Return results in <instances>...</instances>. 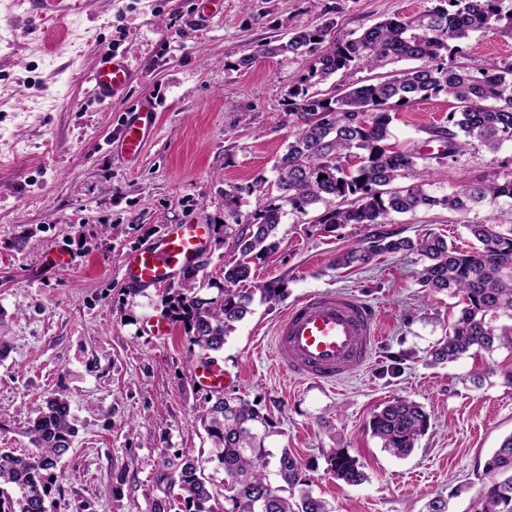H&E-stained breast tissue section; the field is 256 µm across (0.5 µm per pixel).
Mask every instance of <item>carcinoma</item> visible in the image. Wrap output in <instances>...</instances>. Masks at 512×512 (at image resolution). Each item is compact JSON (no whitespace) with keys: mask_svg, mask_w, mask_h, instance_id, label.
I'll return each instance as SVG.
<instances>
[{"mask_svg":"<svg viewBox=\"0 0 512 512\" xmlns=\"http://www.w3.org/2000/svg\"><path fill=\"white\" fill-rule=\"evenodd\" d=\"M501 3L432 0L419 14L387 18L356 36L340 38L328 25L293 27L278 44L264 45V54L309 60L285 98L296 131L273 167L276 194L262 207L243 216L235 208L241 188L224 191V236L234 240L237 251L224 265V285L204 292L198 278L203 261L187 269L181 288L164 298L169 316L188 335L189 361L223 350L236 325L252 313L254 293L239 284L249 279L254 260L277 250L278 229L288 212L314 211L311 223L327 231L352 226L355 241L336 256L338 269L365 266L383 254H416L423 261V287L460 297L462 308L448 334L432 346L429 362L450 363L473 349L512 346V328L495 326L502 316L512 320V228L468 224L473 243L466 249L437 233L414 239L371 232L394 214L438 208L467 215L487 200L512 201V171L436 193L421 165L424 156L393 142L391 132L401 108L417 98L444 95L456 102L451 118L429 130L444 146L442 157L454 159L475 140L492 152L512 144V61L465 66L453 60L457 43L477 32L499 28L512 36V16L502 12ZM402 61L418 65L386 70ZM358 69L376 76L342 90L319 89L338 72ZM200 419L212 442L210 460L218 461L224 478L216 483L204 476V460L186 451L175 456L170 482L182 491L180 512H333L307 488L289 449L275 454L267 446L274 425L256 405L234 394H208ZM430 419L423 405L398 397L373 413L367 430L382 448L404 458L427 433ZM25 434L33 449L0 448V512H50L46 487L74 437L68 401L46 398ZM272 458L278 486L267 475ZM329 464L348 485L366 480L357 461L340 450L331 451ZM485 469L506 478L485 485L470 512H512V434ZM221 498L230 508H217Z\"/></svg>","mask_w":512,"mask_h":512,"instance_id":"cac0c4a2","label":"carcinoma"}]
</instances>
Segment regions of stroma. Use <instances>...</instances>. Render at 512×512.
Wrapping results in <instances>:
<instances>
[{
	"label": "stroma",
	"mask_w": 512,
	"mask_h": 512,
	"mask_svg": "<svg viewBox=\"0 0 512 512\" xmlns=\"http://www.w3.org/2000/svg\"><path fill=\"white\" fill-rule=\"evenodd\" d=\"M429 0H222L203 14L201 0H82L60 19L43 18L35 0H0V448L29 449L26 423L53 395L68 400L77 430L58 465L52 512H154L177 496L171 463L190 449L208 455L199 420L206 395L186 360L188 341L170 321L162 291H140L121 274L123 257L165 225H211L205 273L222 281L236 256L219 221L227 185L241 187L238 209L262 205L273 165L295 132L285 110L304 60L262 53L294 26L333 25L336 35L380 20L415 15ZM125 55L132 79L112 102L98 101L89 76L102 53ZM254 56L250 67L242 56ZM512 60V37L496 30L461 44L458 64ZM155 102L158 120L136 164L111 148L127 112ZM453 109L443 96L401 109L395 140L418 147L432 183L448 188L512 170V145H474L456 160H437L428 130ZM512 226V205L484 204L469 216L441 209L395 214L390 231L444 235L463 246L466 221ZM278 250L253 264L245 286L282 281L276 301L255 302L216 360L225 392L257 401L316 496L335 512H423L428 500L470 504L491 479L485 462L512 434V350L429 364L427 354L458 312V300L419 282L416 255L376 257L335 269L350 247L343 227L326 233L308 217L286 215ZM71 266L48 267V254ZM343 292L372 305L381 335L369 367L333 387L289 380L273 353L274 331L295 301ZM166 321L154 336L150 322ZM425 406L431 426L414 453L399 459L367 430L393 398ZM356 459L367 479L343 483L330 471V449Z\"/></svg>",
	"instance_id": "stroma-1"
}]
</instances>
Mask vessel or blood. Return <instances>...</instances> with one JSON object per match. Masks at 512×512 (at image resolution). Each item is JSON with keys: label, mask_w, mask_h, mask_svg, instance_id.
Returning <instances> with one entry per match:
<instances>
[{"label": "vessel or blood", "mask_w": 512, "mask_h": 512, "mask_svg": "<svg viewBox=\"0 0 512 512\" xmlns=\"http://www.w3.org/2000/svg\"><path fill=\"white\" fill-rule=\"evenodd\" d=\"M130 79L126 57L104 54L91 74L93 94L100 101L111 100L124 93ZM155 126V105L140 102L126 117L116 143L124 160L138 159ZM208 237L205 224L165 226L151 242L126 255V281L139 288L173 284L204 256ZM378 335V315L369 304L349 294L311 295L282 315L274 347L291 377L333 386L368 364Z\"/></svg>", "instance_id": "obj_1"}]
</instances>
